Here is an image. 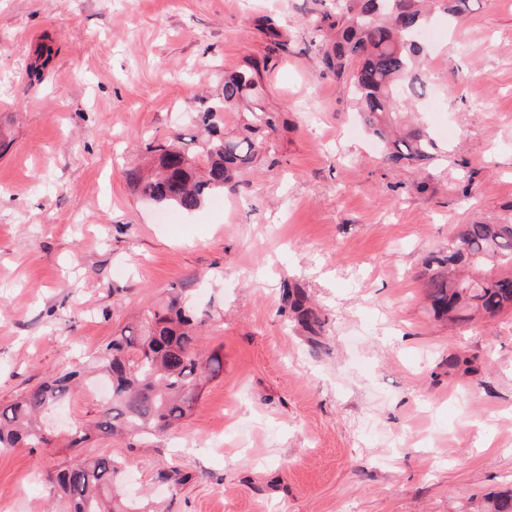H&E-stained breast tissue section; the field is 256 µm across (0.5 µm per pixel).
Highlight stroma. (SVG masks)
<instances>
[{"label": "stroma", "mask_w": 512, "mask_h": 512, "mask_svg": "<svg viewBox=\"0 0 512 512\" xmlns=\"http://www.w3.org/2000/svg\"><path fill=\"white\" fill-rule=\"evenodd\" d=\"M318 0H0V406L90 356L190 283L221 350L176 436L100 439L135 484L175 465L170 512H480L512 486V312L451 325L424 259L460 224L512 215V0L435 20L421 120L440 155L392 169L336 80ZM285 44L265 78L273 151L198 210L136 194L151 142L198 135L225 72ZM51 61L29 73L36 48ZM303 287L324 325L281 313ZM471 357L470 368L448 359ZM64 453H0V512H50Z\"/></svg>", "instance_id": "1"}]
</instances>
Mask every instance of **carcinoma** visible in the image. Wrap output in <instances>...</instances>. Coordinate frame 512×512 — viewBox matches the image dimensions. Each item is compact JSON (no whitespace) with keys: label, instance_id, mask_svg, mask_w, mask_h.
Segmentation results:
<instances>
[{"label":"carcinoma","instance_id":"1","mask_svg":"<svg viewBox=\"0 0 512 512\" xmlns=\"http://www.w3.org/2000/svg\"><path fill=\"white\" fill-rule=\"evenodd\" d=\"M471 10L472 0H335L312 20L311 33L334 32L322 54L323 74L352 93L362 123L384 145L388 165L421 168L436 160L437 143L425 125L402 127L404 114L426 96L419 68L427 48L419 32L435 11L459 21ZM267 68L268 62H255L224 74L219 104L195 115L202 138L148 145L152 170H125L129 185L159 205L186 212L213 193L237 191L270 150L279 126L278 113L264 102ZM229 112L235 129L226 132ZM423 285L432 312L451 324L512 311V218L460 225L425 260ZM281 311L320 334L322 321L298 285H284ZM210 318L190 289L171 286L88 362L53 373L0 410V451L52 446V429L42 417L75 395L83 378L106 382L110 394L92 421L71 430L67 447L115 435L144 443L175 431L205 383L224 368L219 352L203 357L198 351V330ZM126 473L124 459L101 455L64 463L53 482L67 512H159L148 494L129 491ZM156 480L173 499L189 476L173 468L158 472ZM483 512H512V491L491 498Z\"/></svg>","mask_w":512,"mask_h":512}]
</instances>
